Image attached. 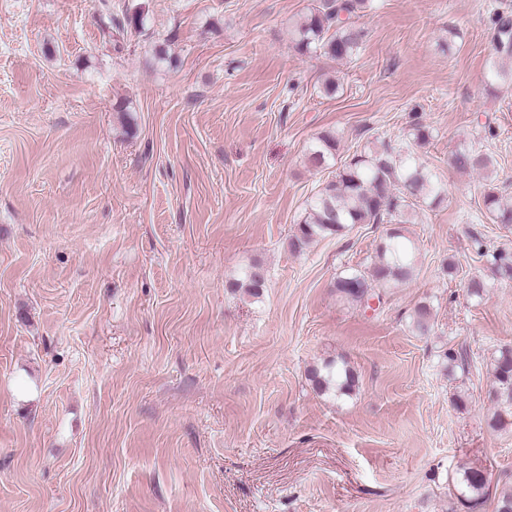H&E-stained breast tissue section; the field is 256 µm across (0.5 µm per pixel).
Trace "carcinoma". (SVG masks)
Masks as SVG:
<instances>
[{"label":"carcinoma","mask_w":512,"mask_h":512,"mask_svg":"<svg viewBox=\"0 0 512 512\" xmlns=\"http://www.w3.org/2000/svg\"><path fill=\"white\" fill-rule=\"evenodd\" d=\"M364 8L365 0H321L297 25L293 39L296 49L305 54L319 52L338 61L352 59L365 39L364 29L354 21ZM504 59L512 60V15L499 12L494 17L490 79L499 78V63ZM339 150V138L324 132L310 147L307 163L314 169L323 168L335 159ZM449 164L465 173L486 170L493 166V159L471 145H462L452 151ZM445 195L442 182L418 162L413 152L383 141L347 156L335 178L315 194L289 238V247L300 253L317 239L335 235L355 224H407L416 208L423 204L437 205ZM482 202L493 223L505 228L512 226V203L503 202L494 188L484 190ZM417 264L413 243L389 240L380 244L369 267L338 277L335 288L341 296L367 306L374 298V288H391L409 281ZM266 280V269L254 263L229 282L228 287L234 292L243 289L258 297ZM411 328L419 336L433 332L431 305H417L411 317ZM490 368L496 401L492 426L503 428L512 418V347L496 351ZM307 377L314 391L322 395L346 396L358 387L356 373L345 365L338 366L333 360L311 366ZM460 491L469 507L480 506L488 493L487 476L476 469L465 471Z\"/></svg>","instance_id":"carcinoma-1"}]
</instances>
